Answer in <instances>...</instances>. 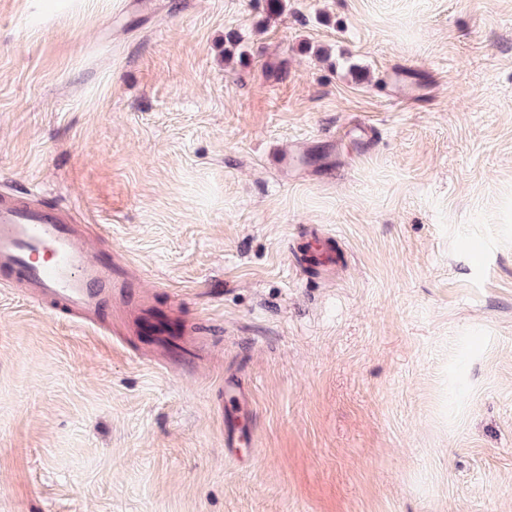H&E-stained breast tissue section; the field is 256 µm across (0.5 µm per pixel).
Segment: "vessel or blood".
Wrapping results in <instances>:
<instances>
[{
  "instance_id": "1",
  "label": "vessel or blood",
  "mask_w": 512,
  "mask_h": 512,
  "mask_svg": "<svg viewBox=\"0 0 512 512\" xmlns=\"http://www.w3.org/2000/svg\"><path fill=\"white\" fill-rule=\"evenodd\" d=\"M308 233L316 248L294 255V266L314 278L330 276L342 262L341 246L316 226ZM0 272L32 303L55 305L87 321L98 317L106 291L118 285L111 256L86 246L71 209L27 194L0 193Z\"/></svg>"
}]
</instances>
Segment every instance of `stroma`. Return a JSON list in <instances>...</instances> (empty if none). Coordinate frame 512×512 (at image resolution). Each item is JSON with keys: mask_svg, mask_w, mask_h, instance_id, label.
I'll return each instance as SVG.
<instances>
[{"mask_svg": "<svg viewBox=\"0 0 512 512\" xmlns=\"http://www.w3.org/2000/svg\"><path fill=\"white\" fill-rule=\"evenodd\" d=\"M268 3L0 0V191L127 283L0 285V512H512V0ZM308 234L312 237L315 251L308 253L293 254V265L303 273L314 277L324 278L330 276L337 265L341 264L343 249L336 246L334 237L323 236L321 231L314 225L308 228ZM143 316L146 319L150 320V322H149L150 326H151L152 330L154 332H156L155 336L158 339L160 347L163 348L164 350H167L170 353V357L173 362H175L176 364H179V365H183L192 360L194 353L191 350H188V349L182 350V349H178V348H174L172 351L169 350V348L166 344V339L168 338L169 335L166 332L164 325H162L158 321L150 318L147 313H144Z\"/></svg>", "mask_w": 512, "mask_h": 512, "instance_id": "stroma-1", "label": "stroma"}]
</instances>
